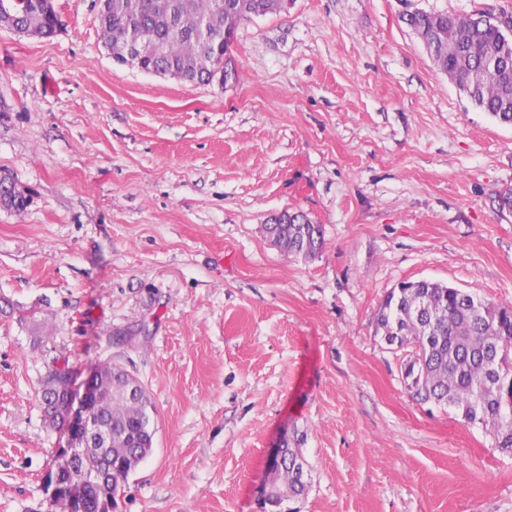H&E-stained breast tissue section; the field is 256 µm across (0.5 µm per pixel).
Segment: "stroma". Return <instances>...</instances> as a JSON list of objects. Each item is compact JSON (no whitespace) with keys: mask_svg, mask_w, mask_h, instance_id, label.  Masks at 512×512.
<instances>
[{"mask_svg":"<svg viewBox=\"0 0 512 512\" xmlns=\"http://www.w3.org/2000/svg\"><path fill=\"white\" fill-rule=\"evenodd\" d=\"M40 39L0 28V512H44L67 444L48 366L141 381L155 444L118 512H264L290 443L291 512H512V454L415 402L376 333L404 281L512 304V127L476 109L406 23L512 0H288L240 25L239 76L113 61L98 0H52ZM322 225L304 259L265 226ZM25 194L26 198L29 199V195L26 190L20 187L13 179L0 176V208L5 209L6 205L9 201L12 200L14 196H19ZM29 205V201L25 199V197H20L14 199L7 206V210H10L14 213L20 214L23 213ZM305 459L300 448H292L285 443L283 460L270 468L268 486L273 503L284 498H293L304 494L307 489L304 465Z\"/></svg>","mask_w":512,"mask_h":512,"instance_id":"1","label":"stroma"}]
</instances>
